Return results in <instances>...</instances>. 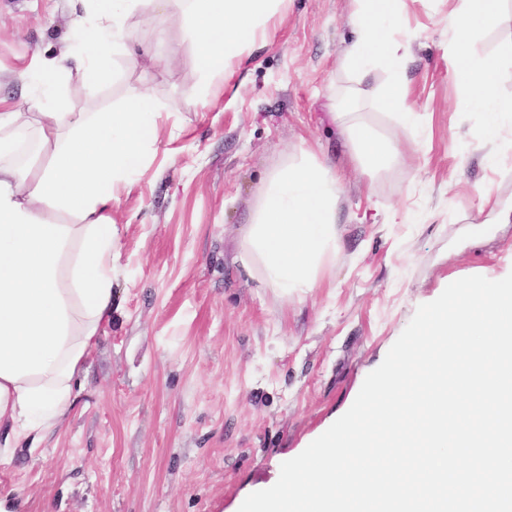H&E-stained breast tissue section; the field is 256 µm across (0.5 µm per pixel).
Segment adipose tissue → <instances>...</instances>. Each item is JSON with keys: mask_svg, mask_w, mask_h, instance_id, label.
<instances>
[{"mask_svg": "<svg viewBox=\"0 0 512 512\" xmlns=\"http://www.w3.org/2000/svg\"><path fill=\"white\" fill-rule=\"evenodd\" d=\"M83 0L72 29L75 53L43 61L46 82L69 67L100 85L126 16L140 0ZM158 17L179 10L183 37L202 64L196 94L208 99L231 62L266 44L285 0H149ZM356 37L344 60L355 84L331 89L335 114L362 170L389 171L400 145L366 123L360 83L376 68L389 80L377 101L404 122L411 38L401 22L405 0H354ZM448 13L453 73L467 98L486 114L485 137L501 139L512 99L499 94L505 55H474L476 31L501 23L505 0H456ZM148 94L131 93L117 110H45L40 99L0 112V461L20 443L37 447L62 426L77 400V382L91 348L112 322L113 249L110 217L118 189L128 188L155 152L159 113ZM339 178L307 148L265 179L241 235L239 259L261 284L289 295L316 288L336 260Z\"/></svg>", "mask_w": 512, "mask_h": 512, "instance_id": "ef3b65f1", "label": "adipose tissue"}]
</instances>
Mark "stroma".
Returning a JSON list of instances; mask_svg holds the SVG:
<instances>
[{
  "label": "stroma",
  "mask_w": 512,
  "mask_h": 512,
  "mask_svg": "<svg viewBox=\"0 0 512 512\" xmlns=\"http://www.w3.org/2000/svg\"><path fill=\"white\" fill-rule=\"evenodd\" d=\"M453 5L405 0L415 125L374 103L384 70L362 85L369 123L409 149L377 176L352 162L326 96L350 83L353 0H286L267 45L204 101L182 19L155 41L148 0L128 14L124 43L172 65L135 68L119 53L111 83L60 78L51 103L96 112L144 89L162 122L153 162L112 209V325L64 426L0 462V512H238L350 408L448 279L512 269V223H491L481 195L512 200V150L482 139L485 115L452 75ZM81 11L78 0H0V112L42 95L26 67L71 49ZM301 146L340 178L343 247L299 297L260 287L238 254L264 179Z\"/></svg>",
  "instance_id": "stroma-1"
}]
</instances>
